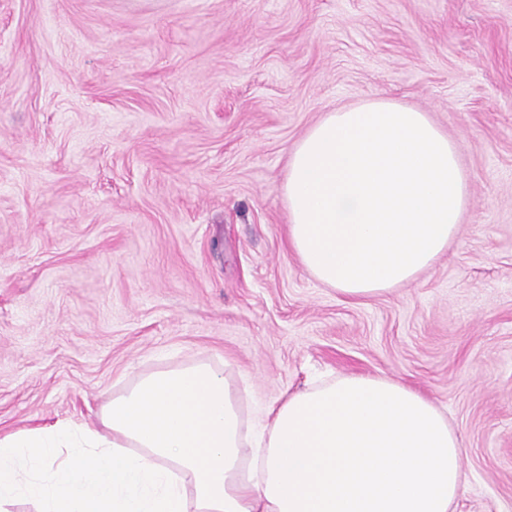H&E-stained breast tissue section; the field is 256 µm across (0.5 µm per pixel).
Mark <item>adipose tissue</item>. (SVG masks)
Segmentation results:
<instances>
[{
	"label": "adipose tissue",
	"mask_w": 512,
	"mask_h": 512,
	"mask_svg": "<svg viewBox=\"0 0 512 512\" xmlns=\"http://www.w3.org/2000/svg\"><path fill=\"white\" fill-rule=\"evenodd\" d=\"M282 193L304 270L354 300L431 267L468 204L447 134L383 97L314 124ZM101 423L0 434V512H453L467 485L447 414L382 375L288 394L256 429L222 369L199 363L140 376Z\"/></svg>",
	"instance_id": "adipose-tissue-1"
}]
</instances>
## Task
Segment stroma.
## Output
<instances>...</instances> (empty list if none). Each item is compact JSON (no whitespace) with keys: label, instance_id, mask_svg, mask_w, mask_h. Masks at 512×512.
<instances>
[{"label":"stroma","instance_id":"1","mask_svg":"<svg viewBox=\"0 0 512 512\" xmlns=\"http://www.w3.org/2000/svg\"><path fill=\"white\" fill-rule=\"evenodd\" d=\"M375 96L469 188L413 282L348 299L289 250L292 148ZM205 361L253 414L384 375L448 412L455 512H512V0H0V430L99 427Z\"/></svg>","mask_w":512,"mask_h":512}]
</instances>
